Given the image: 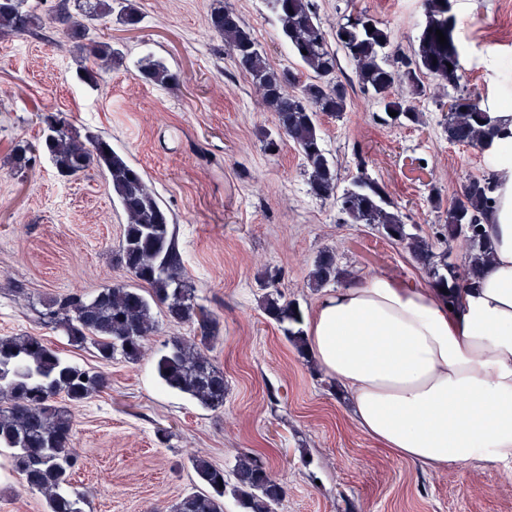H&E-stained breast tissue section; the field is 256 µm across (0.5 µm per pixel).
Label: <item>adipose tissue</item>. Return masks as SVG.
I'll use <instances>...</instances> for the list:
<instances>
[{
    "instance_id": "adipose-tissue-1",
    "label": "adipose tissue",
    "mask_w": 512,
    "mask_h": 512,
    "mask_svg": "<svg viewBox=\"0 0 512 512\" xmlns=\"http://www.w3.org/2000/svg\"><path fill=\"white\" fill-rule=\"evenodd\" d=\"M481 151L494 185L491 264L459 309L383 274L329 292L309 349L347 391L356 425L430 469L512 460V107Z\"/></svg>"
}]
</instances>
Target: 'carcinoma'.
I'll return each mask as SVG.
<instances>
[{
	"mask_svg": "<svg viewBox=\"0 0 512 512\" xmlns=\"http://www.w3.org/2000/svg\"><path fill=\"white\" fill-rule=\"evenodd\" d=\"M283 41L307 70L303 75L277 68L259 49L250 28L224 0H214L211 29L224 40V49L236 65L258 87L265 109L274 114L278 134L292 141L303 157L308 186L314 196L336 201L339 211L352 224H371L388 240L406 249L428 271L431 287L446 294L448 303L461 305L464 289L474 284L490 255L484 218L493 198L490 178L472 176L460 196L446 209L437 235L443 243L460 241L466 247L462 265L448 261V253L436 255L433 245L419 233L408 231L386 186L365 173L359 159L358 174L351 186L338 189L336 166L323 147L320 115L338 116L346 111L348 90L336 75V51L343 49L354 62L358 84L377 97L386 119L397 123L419 122V113L407 102L389 95L397 80H405L411 94L424 96V79L458 86L461 80L460 51L454 39L456 18L451 0H425L426 22L418 36L417 49L410 56H386L391 33L382 23L361 12L344 16L329 31L312 0H267ZM117 15L127 24L140 22L134 0H74L58 6L51 21L60 24L74 39L85 41L84 50L92 60L81 80L95 82L98 71L119 59L108 41L89 37L90 26L104 25ZM46 25L30 0H0V34H32ZM447 44L441 45L436 30ZM146 81L159 86L176 85L178 73L162 62L146 59L139 68ZM444 133L449 143L480 147L494 134L496 119L480 101L466 94L452 97ZM396 113L392 117L389 112ZM54 118L50 133L40 145L18 141L12 148L19 169L32 171L36 153L47 154L62 177H75L95 166L108 176L112 196L127 217L118 249L119 263L132 283H113L87 295L74 292L47 303L44 321L63 329L74 346H93L106 362L119 356L135 363L148 351L158 327L153 308L177 323L195 322L199 341L176 337L169 350L156 362L163 385L191 396L210 410L224 408V372L208 355L216 321L211 313L196 306L183 277L169 211L151 191L143 173L126 155L114 150L100 136H81L60 112L43 110L42 122ZM342 272L336 255L324 250L310 272L313 286L334 284ZM270 291L263 297V310L278 324L288 323L286 333L295 347L303 342L302 310L298 303L284 299L275 276L268 278ZM104 372L87 369L64 359L38 336H0V449L10 451L12 469L24 486L45 496L48 512H83L87 494L64 493L73 472L79 468L72 451L76 426L70 410L57 402L61 396L80 404L107 387ZM197 480L205 489L192 491L172 506V512H224V497L231 494L242 512H274L284 488L266 463L251 452L241 453L231 471L214 465L206 457H190Z\"/></svg>",
	"mask_w": 512,
	"mask_h": 512,
	"instance_id": "1",
	"label": "carcinoma"
}]
</instances>
